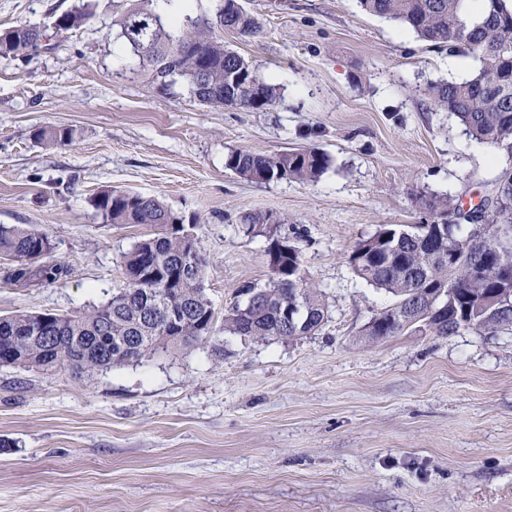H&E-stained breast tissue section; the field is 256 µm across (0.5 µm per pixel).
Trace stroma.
<instances>
[{
  "mask_svg": "<svg viewBox=\"0 0 512 512\" xmlns=\"http://www.w3.org/2000/svg\"><path fill=\"white\" fill-rule=\"evenodd\" d=\"M81 0H0V30L46 25ZM261 29L224 44L279 87L261 111L205 107L177 83L157 90L116 36L127 0L50 50L0 58V224L55 243L60 281L0 280V315L79 312L123 281L147 225L107 223L112 187L192 219L217 314L212 336L91 375L0 368V512H512V333L439 336L421 327L375 342L391 306L359 279L355 243L420 223L414 194L475 206L504 165L430 110L424 88L472 60L430 47L358 0H242ZM72 128L67 145L35 134ZM312 145L332 166L314 183L250 182L233 150ZM250 213L282 222L328 320L293 340H246L223 314L271 277Z\"/></svg>",
  "mask_w": 512,
  "mask_h": 512,
  "instance_id": "35a3bbf8",
  "label": "stroma"
}]
</instances>
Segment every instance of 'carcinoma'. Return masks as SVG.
Listing matches in <instances>:
<instances>
[{
	"label": "carcinoma",
	"mask_w": 512,
	"mask_h": 512,
	"mask_svg": "<svg viewBox=\"0 0 512 512\" xmlns=\"http://www.w3.org/2000/svg\"><path fill=\"white\" fill-rule=\"evenodd\" d=\"M124 12L114 21L121 39L139 61L151 83L164 90L183 81L193 98L203 105L259 111L279 98V88L261 81L252 64L226 48L215 29L230 28L241 36H253L258 22L240 0H214L210 14L186 16L170 25L145 7L149 0ZM367 13L396 21L432 46L445 47L450 55L476 62L463 80L431 83L424 90L438 111L450 112L469 137L495 147L505 164L491 181L495 200L486 203L475 219L463 214L454 196L425 191L415 202L429 224H448V237L434 245L425 231L403 233L383 225L356 243L350 264L367 284L392 295L393 304L373 317L365 335L373 340L400 334L416 321L403 320L400 309L421 304L423 310L444 303L456 309L453 319L435 328L439 335L460 329L512 330V285L501 282L499 270L512 267V8L506 0H360ZM92 18L82 4L62 13L48 26L18 25L0 32V57H16L41 47L40 37L77 31ZM204 70L216 91L205 96L195 79ZM46 145H65L74 139L69 128L43 129L36 135ZM332 157L312 146L266 154L231 151L225 166L252 182L294 180L314 183L331 167ZM92 206L109 224H147L163 231L134 245L123 258L124 281L108 302L85 312H19L0 316V366L35 370L68 368L76 375L127 363L120 351L123 338L141 328L148 337L141 349L146 358L170 347H188L210 338L215 309L206 294V264L200 252L187 254L178 225L184 223L159 199L123 190L105 189L91 198ZM500 243L491 248L492 241ZM52 238L39 229L0 224V258L5 279L18 286L37 287L57 282L67 274L62 263H46L36 271L27 261L50 254ZM277 270L264 288L249 286L244 301L224 313V329L236 336L291 339L300 333L319 331L328 319L322 294L308 281L299 248L293 244L281 252ZM300 289L306 306L299 332L280 323L279 309L291 291ZM154 295L166 304L189 307V314L163 339V318L152 314L144 299ZM43 324L52 345L30 338L29 328Z\"/></svg>",
	"instance_id": "obj_1"
}]
</instances>
